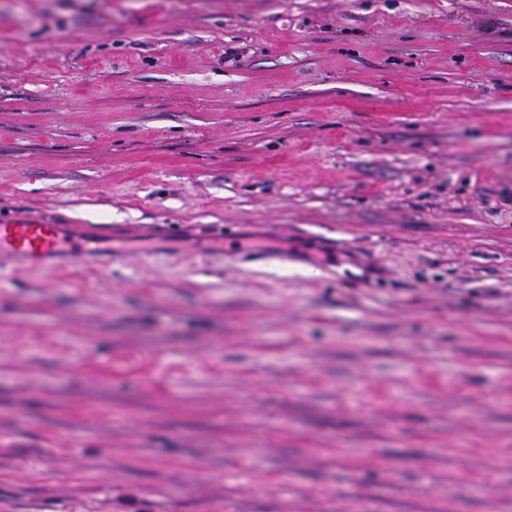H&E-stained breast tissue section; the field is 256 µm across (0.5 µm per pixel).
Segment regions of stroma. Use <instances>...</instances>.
<instances>
[{
	"mask_svg": "<svg viewBox=\"0 0 512 512\" xmlns=\"http://www.w3.org/2000/svg\"><path fill=\"white\" fill-rule=\"evenodd\" d=\"M0 512H512V0H0ZM69 246L79 253L82 246L66 242L60 236L56 224H0V259L16 262L19 259L33 261Z\"/></svg>",
	"mask_w": 512,
	"mask_h": 512,
	"instance_id": "stroma-1",
	"label": "stroma"
}]
</instances>
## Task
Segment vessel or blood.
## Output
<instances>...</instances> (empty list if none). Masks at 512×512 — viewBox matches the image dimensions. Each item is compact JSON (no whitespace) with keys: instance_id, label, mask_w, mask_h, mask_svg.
Instances as JSON below:
<instances>
[{"instance_id":"1","label":"vessel or blood","mask_w":512,"mask_h":512,"mask_svg":"<svg viewBox=\"0 0 512 512\" xmlns=\"http://www.w3.org/2000/svg\"><path fill=\"white\" fill-rule=\"evenodd\" d=\"M70 247L73 252H80L79 243H65L56 225L53 224H0V259L15 262L35 261L60 250Z\"/></svg>"}]
</instances>
